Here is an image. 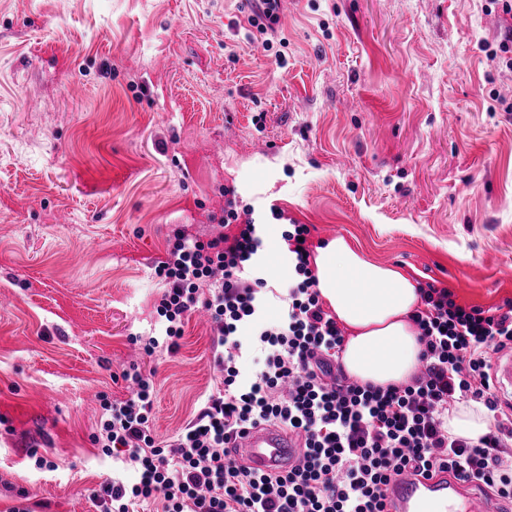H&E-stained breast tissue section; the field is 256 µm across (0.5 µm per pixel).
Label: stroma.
Wrapping results in <instances>:
<instances>
[{
    "instance_id": "1",
    "label": "stroma",
    "mask_w": 512,
    "mask_h": 512,
    "mask_svg": "<svg viewBox=\"0 0 512 512\" xmlns=\"http://www.w3.org/2000/svg\"><path fill=\"white\" fill-rule=\"evenodd\" d=\"M0 0V512H101L92 440L140 360L173 436L219 374L210 324L142 359L154 263L224 190L485 309L512 299V20L489 0ZM49 465L38 468L36 456ZM255 9L248 21L260 34L275 33L280 21L281 0H256Z\"/></svg>"
}]
</instances>
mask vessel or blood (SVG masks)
Listing matches in <instances>:
<instances>
[{"label":"vessel or blood","instance_id":"obj_1","mask_svg":"<svg viewBox=\"0 0 512 512\" xmlns=\"http://www.w3.org/2000/svg\"><path fill=\"white\" fill-rule=\"evenodd\" d=\"M490 373L503 404L512 407V348L492 351ZM300 435L273 424L247 429L234 442L238 459L264 473L291 468L301 450ZM386 512H512V502L495 507L472 484L448 474L430 478L403 474L388 485Z\"/></svg>","mask_w":512,"mask_h":512}]
</instances>
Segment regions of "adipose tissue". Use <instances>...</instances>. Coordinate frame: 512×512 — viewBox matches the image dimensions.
<instances>
[{"instance_id":"obj_1","label":"adipose tissue","mask_w":512,"mask_h":512,"mask_svg":"<svg viewBox=\"0 0 512 512\" xmlns=\"http://www.w3.org/2000/svg\"><path fill=\"white\" fill-rule=\"evenodd\" d=\"M317 290L345 326L341 354L352 378L379 387L410 381L421 345L409 321L420 305V285L397 268L369 260L344 237L315 248Z\"/></svg>"}]
</instances>
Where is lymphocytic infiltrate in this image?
Returning a JSON list of instances; mask_svg holds the SVG:
<instances>
[{
	"instance_id": "lymphocytic-infiltrate-1",
	"label": "lymphocytic infiltrate",
	"mask_w": 512,
	"mask_h": 512,
	"mask_svg": "<svg viewBox=\"0 0 512 512\" xmlns=\"http://www.w3.org/2000/svg\"><path fill=\"white\" fill-rule=\"evenodd\" d=\"M224 222L236 233L204 241L173 230L155 266L164 285L155 306L163 329L139 339L148 355L177 351L186 319L206 309L221 385L175 438L161 441L152 427V379L134 363L122 370L132 395L103 401L95 442L107 453L125 450L137 481L104 483V512H130L150 500L160 501L162 512H384L387 485L405 472H451L512 499V418L499 404L489 360L491 350L512 346V300L466 307L451 290L427 284L410 316L420 370L401 385L364 384L339 364L344 336L319 299L308 225L282 234L295 256L294 278L287 316L271 321L263 316L267 280L258 257L265 244L253 212H238L227 200ZM247 331L261 353L253 373L239 364ZM461 401L490 413L488 433L475 440L449 434L445 419ZM263 423L305 437L286 474L255 473L231 452L238 429Z\"/></svg>"
}]
</instances>
